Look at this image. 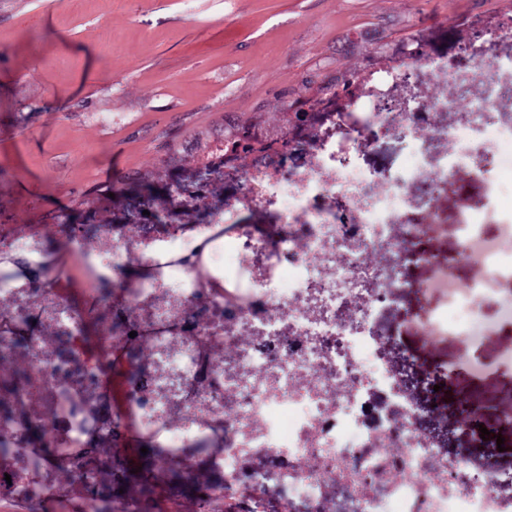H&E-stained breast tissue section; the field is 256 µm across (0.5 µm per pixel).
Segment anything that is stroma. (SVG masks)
<instances>
[{"label":"stroma","mask_w":512,"mask_h":512,"mask_svg":"<svg viewBox=\"0 0 512 512\" xmlns=\"http://www.w3.org/2000/svg\"><path fill=\"white\" fill-rule=\"evenodd\" d=\"M512 0H0V235L17 226L52 237L69 286L89 285L80 251L56 239L55 218L95 205L119 178L159 176L170 154L193 165L194 146L221 138L224 120L274 115L337 70H360L381 39L421 29L448 50L462 18H493ZM109 40H102L101 25ZM452 204L421 245L439 260L410 270V286L383 321L398 333L389 358L412 366L419 423L448 456L512 472V426L503 449L456 431V394L491 393L512 380V280L483 306L475 340L425 334L446 305L433 281L458 250L464 214L512 211V174L463 176L441 189ZM479 364L472 376L465 363Z\"/></svg>","instance_id":"35a3bbf8"}]
</instances>
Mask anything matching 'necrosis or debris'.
Masks as SVG:
<instances>
[{
  "mask_svg": "<svg viewBox=\"0 0 512 512\" xmlns=\"http://www.w3.org/2000/svg\"><path fill=\"white\" fill-rule=\"evenodd\" d=\"M490 43L452 57L427 54L417 66L369 64L364 87L339 118H328L299 162L250 172L209 224L202 240L169 230L111 235L96 249L103 268L139 258L141 284L74 299L66 279L33 296L22 280L0 283V324L34 320L51 329L26 337L38 404H53L58 426L39 450L0 458V502L33 500L35 481L52 483L69 456L66 441L93 433L82 409L81 374L90 359L83 328L109 309L120 378L101 369L95 388L119 424L135 421L179 457L219 433L211 458L224 485L247 484V512H266L270 492L308 512H512V474H498L443 452L417 426L384 354L391 337L378 315L393 307L411 263L433 257L410 244L423 231L414 215L434 214L440 185L476 162L475 143L512 170V19L483 21ZM449 94L432 95L437 81ZM409 145L393 177L364 169L374 133ZM279 205L278 231L238 220L242 206ZM485 218L463 219L458 261L466 283L442 275L446 313L433 331L475 335L480 302L495 281L512 276V241L484 231ZM396 407L369 421L376 393ZM258 467L243 476L245 458Z\"/></svg>",
  "mask_w": 512,
  "mask_h": 512,
  "instance_id": "1",
  "label": "necrosis or debris"
}]
</instances>
